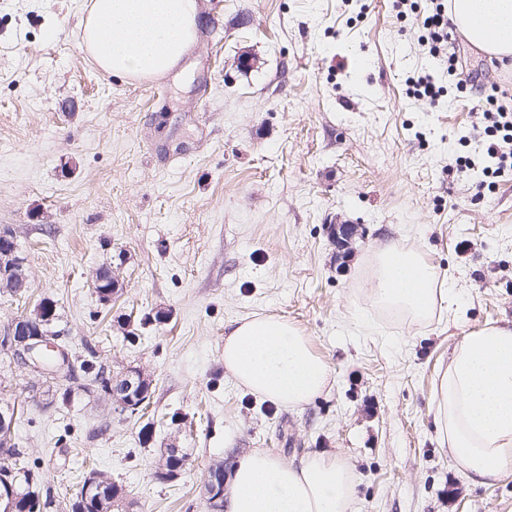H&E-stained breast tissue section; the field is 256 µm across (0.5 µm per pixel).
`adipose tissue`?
<instances>
[{"instance_id": "adipose-tissue-1", "label": "adipose tissue", "mask_w": 512, "mask_h": 512, "mask_svg": "<svg viewBox=\"0 0 512 512\" xmlns=\"http://www.w3.org/2000/svg\"><path fill=\"white\" fill-rule=\"evenodd\" d=\"M199 12L198 0H89L81 45L106 74L164 77L195 45ZM448 19L488 55L512 57V0H449ZM448 294L423 251L390 244L374 253V306L425 320ZM224 368L238 385L290 409L310 404L331 380L309 336L275 316L233 323ZM433 408L437 436L470 483L512 466V326L487 325L462 337L436 377ZM229 483L227 512H352L356 496L352 469L318 453L295 463L254 449L234 463Z\"/></svg>"}]
</instances>
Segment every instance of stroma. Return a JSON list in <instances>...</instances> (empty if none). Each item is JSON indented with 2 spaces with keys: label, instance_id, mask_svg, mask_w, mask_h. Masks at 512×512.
I'll return each instance as SVG.
<instances>
[{
  "label": "stroma",
  "instance_id": "1",
  "mask_svg": "<svg viewBox=\"0 0 512 512\" xmlns=\"http://www.w3.org/2000/svg\"><path fill=\"white\" fill-rule=\"evenodd\" d=\"M88 0H0V228L28 288L0 292V329L49 298L60 344L112 374L152 381L145 413L95 393L61 404L0 360L12 438L37 462L53 512L91 471L123 497L112 512H209L212 468L266 448L287 461L339 454L353 512H512V467L481 487L439 443L436 376L466 333L512 325V175L476 196L474 99L512 96V63L451 30L465 90L409 97L426 49L389 0H199L182 64L142 81L104 74L81 51ZM358 225L349 258L331 224ZM424 251L453 284L416 322L371 305L373 253ZM113 270L117 292L91 284ZM267 314L310 337L328 391L285 409L224 369L235 321ZM185 457L168 482L166 449Z\"/></svg>",
  "mask_w": 512,
  "mask_h": 512
}]
</instances>
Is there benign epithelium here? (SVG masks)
Listing matches in <instances>:
<instances>
[{
  "label": "benign epithelium",
  "mask_w": 512,
  "mask_h": 512,
  "mask_svg": "<svg viewBox=\"0 0 512 512\" xmlns=\"http://www.w3.org/2000/svg\"><path fill=\"white\" fill-rule=\"evenodd\" d=\"M14 235L5 230L0 233V274L8 276L13 270L15 248ZM53 309L37 307L31 314L15 318L0 333V351L7 353L12 359L22 361L30 368V372L39 379L47 381H65L77 371L73 360L67 352H62L64 361L56 369L43 367L38 353L49 343L53 336L41 330L40 319H51ZM142 376L131 371L124 376L112 380V391L109 396L123 413L136 415L148 401L147 393L143 392ZM206 493L211 512H223L224 508V471L213 469L206 484Z\"/></svg>",
  "instance_id": "7a95c632"
}]
</instances>
